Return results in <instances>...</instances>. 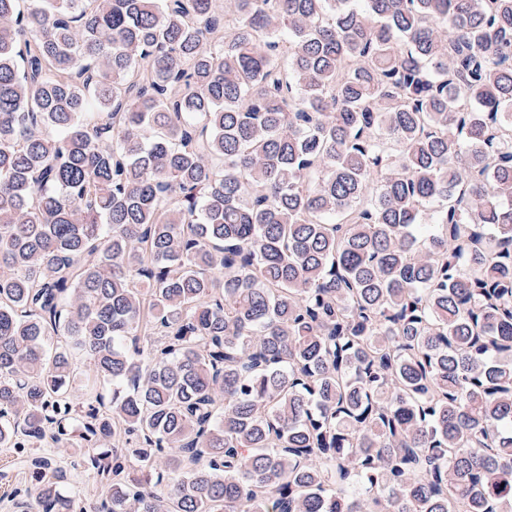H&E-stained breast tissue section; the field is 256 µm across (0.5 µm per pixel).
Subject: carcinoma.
I'll return each mask as SVG.
<instances>
[{"label":"carcinoma","instance_id":"1","mask_svg":"<svg viewBox=\"0 0 512 512\" xmlns=\"http://www.w3.org/2000/svg\"><path fill=\"white\" fill-rule=\"evenodd\" d=\"M48 443L93 512H512V0H0V447ZM85 451L84 448H56L53 445L45 444L42 448H34V452L39 456L52 458L57 465L63 467L67 471L69 488L73 492H78L79 499H77L76 511L88 510L97 499L101 496V489L95 487L91 479H87L80 471H73L69 467L70 461L74 460L81 453Z\"/></svg>","mask_w":512,"mask_h":512}]
</instances>
